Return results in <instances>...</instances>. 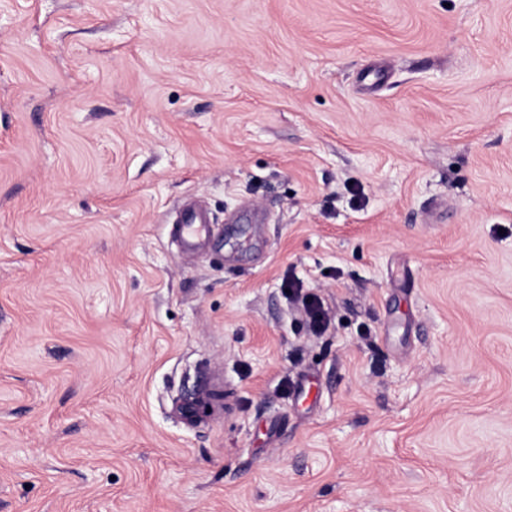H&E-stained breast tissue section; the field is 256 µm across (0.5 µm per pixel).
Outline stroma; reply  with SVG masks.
Returning <instances> with one entry per match:
<instances>
[{"instance_id": "1", "label": "stroma", "mask_w": 512, "mask_h": 512, "mask_svg": "<svg viewBox=\"0 0 512 512\" xmlns=\"http://www.w3.org/2000/svg\"><path fill=\"white\" fill-rule=\"evenodd\" d=\"M0 512H512V0H0ZM179 223L178 234L183 250L187 253L195 252L210 233L208 210L199 202L191 201L183 207Z\"/></svg>"}]
</instances>
